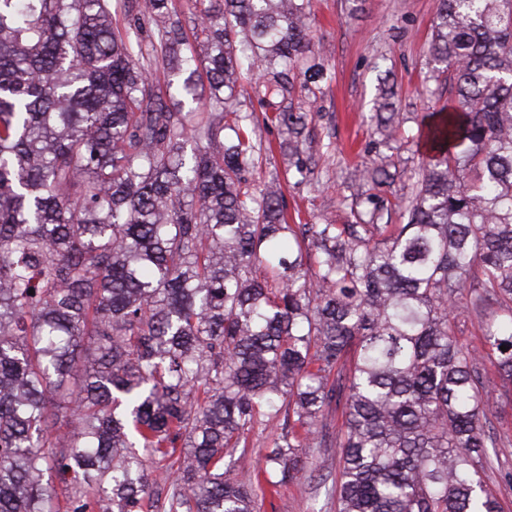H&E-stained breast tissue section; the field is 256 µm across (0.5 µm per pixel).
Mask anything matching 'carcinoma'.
Masks as SVG:
<instances>
[{
    "label": "carcinoma",
    "mask_w": 512,
    "mask_h": 512,
    "mask_svg": "<svg viewBox=\"0 0 512 512\" xmlns=\"http://www.w3.org/2000/svg\"><path fill=\"white\" fill-rule=\"evenodd\" d=\"M122 5L0 0V512H260L307 474L301 449L328 447L333 403L336 512H501L481 362L512 381V0H438L450 105L404 224L375 193L358 224H290L255 183L256 122L286 128L300 173L308 113L230 102L243 79L293 101L311 0H194L190 35L148 0L126 12L145 46L112 23ZM159 62L190 106L208 82L210 112L160 95ZM493 304L483 348L460 343L454 312ZM259 425L264 466L229 476Z\"/></svg>",
    "instance_id": "obj_1"
}]
</instances>
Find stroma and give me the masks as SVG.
Instances as JSON below:
<instances>
[{
  "label": "stroma",
  "instance_id": "35a3bbf8",
  "mask_svg": "<svg viewBox=\"0 0 512 512\" xmlns=\"http://www.w3.org/2000/svg\"><path fill=\"white\" fill-rule=\"evenodd\" d=\"M437 5L438 0H312V49L322 56L326 78L314 93L297 87L296 100L311 115L303 140L320 187L288 171L286 130L274 124L255 128L267 149L255 178L280 184L289 223L352 222L350 203L359 192L352 176L374 157L371 147L379 134L373 115L384 67L392 72L395 100L408 131L407 139L388 153L387 163L398 176L380 193L392 223H400L399 199L410 187L407 174L428 154L417 136L419 122L448 104L447 93L432 76L427 52ZM328 142L333 145L329 152L324 149ZM482 369L500 394L488 414L497 439L483 454L485 484L502 512H512V385L501 382L495 356L485 357ZM328 434L329 447L303 449L306 478L282 486L261 512H336L340 453L335 442L340 433L332 427Z\"/></svg>",
  "mask_w": 512,
  "mask_h": 512
}]
</instances>
